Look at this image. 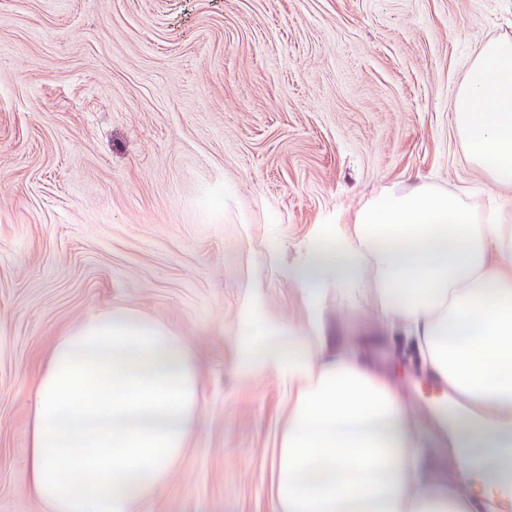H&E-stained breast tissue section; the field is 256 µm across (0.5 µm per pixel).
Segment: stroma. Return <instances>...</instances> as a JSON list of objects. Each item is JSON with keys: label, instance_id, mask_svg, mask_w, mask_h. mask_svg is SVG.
I'll list each match as a JSON object with an SVG mask.
<instances>
[{"label": "stroma", "instance_id": "1", "mask_svg": "<svg viewBox=\"0 0 512 512\" xmlns=\"http://www.w3.org/2000/svg\"><path fill=\"white\" fill-rule=\"evenodd\" d=\"M505 38L512 0H0V512H51L25 492L34 389L114 308L200 361L195 434L135 512H271L288 392L240 369L241 314L257 298L304 330L289 269L385 193L502 202L451 106ZM365 280L354 306L324 291L327 322L392 379L429 476L455 477L442 391Z\"/></svg>", "mask_w": 512, "mask_h": 512}]
</instances>
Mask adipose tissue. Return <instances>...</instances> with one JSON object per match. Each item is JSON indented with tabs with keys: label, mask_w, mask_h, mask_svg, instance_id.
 Wrapping results in <instances>:
<instances>
[{
	"label": "adipose tissue",
	"mask_w": 512,
	"mask_h": 512,
	"mask_svg": "<svg viewBox=\"0 0 512 512\" xmlns=\"http://www.w3.org/2000/svg\"><path fill=\"white\" fill-rule=\"evenodd\" d=\"M470 159L512 193V41L484 47L452 105ZM373 268L380 317L412 336L468 417L448 432L463 478L426 475L429 450L393 384L332 340L322 295L356 303ZM308 328L244 311L240 365L276 373L290 406L273 467L274 512H475L501 498L512 459V225L421 184L331 226L289 269ZM199 361L158 321L128 310L88 320L53 349L27 434L26 491L52 512H133L194 431Z\"/></svg>",
	"instance_id": "ef3b65f1"
}]
</instances>
